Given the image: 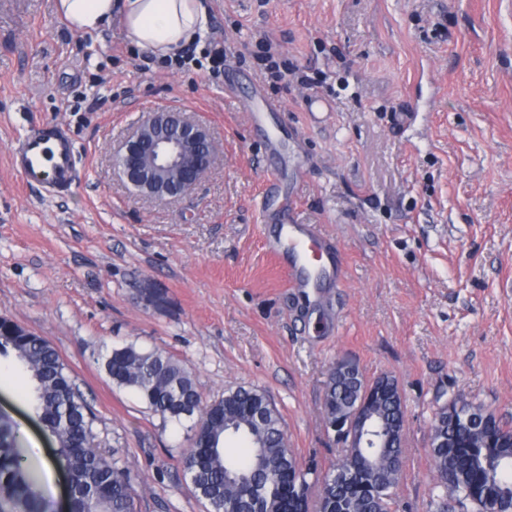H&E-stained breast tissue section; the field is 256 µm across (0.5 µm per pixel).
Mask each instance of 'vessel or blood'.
<instances>
[{
  "instance_id": "obj_1",
  "label": "vessel or blood",
  "mask_w": 512,
  "mask_h": 512,
  "mask_svg": "<svg viewBox=\"0 0 512 512\" xmlns=\"http://www.w3.org/2000/svg\"><path fill=\"white\" fill-rule=\"evenodd\" d=\"M12 160L26 186L51 193L70 189L76 182V147L62 125L52 123L30 131ZM277 245L288 258L282 269L288 287L316 288L343 272L342 250L316 225H282Z\"/></svg>"
}]
</instances>
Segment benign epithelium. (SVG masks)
<instances>
[{
  "mask_svg": "<svg viewBox=\"0 0 512 512\" xmlns=\"http://www.w3.org/2000/svg\"><path fill=\"white\" fill-rule=\"evenodd\" d=\"M217 161L207 126L186 112H149L113 152L118 175L149 200L171 203L192 192ZM349 448L374 442L382 429L368 426L365 404L332 425Z\"/></svg>",
  "mask_w": 512,
  "mask_h": 512,
  "instance_id": "7a95c632",
  "label": "benign epithelium"
}]
</instances>
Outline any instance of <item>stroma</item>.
<instances>
[{"label": "stroma", "instance_id": "obj_1", "mask_svg": "<svg viewBox=\"0 0 512 512\" xmlns=\"http://www.w3.org/2000/svg\"><path fill=\"white\" fill-rule=\"evenodd\" d=\"M230 53L207 68L141 73L118 24L75 32L55 0H0V318L45 338L74 377L101 449L138 475L140 512H206L177 464L193 421L154 414L105 370L134 344L186 361L204 403L266 391L302 466L328 471L343 445L324 395L337 361L403 392L399 512H436L430 434L457 396L512 424V0H209ZM269 38L311 78L272 84ZM277 104L260 124L255 95ZM326 112H310L313 97ZM205 123L220 159L173 203L136 196L112 151L148 112ZM414 113L411 124L396 115ZM59 122L78 179L26 187L10 154ZM277 133L280 147L267 149ZM337 241L345 282L288 288L266 250L280 224ZM161 289L162 305L144 288ZM30 372L0 359V413L34 449L57 442Z\"/></svg>", "mask_w": 512, "mask_h": 512}]
</instances>
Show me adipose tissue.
I'll use <instances>...</instances> for the list:
<instances>
[{
    "label": "adipose tissue",
    "mask_w": 512,
    "mask_h": 512,
    "mask_svg": "<svg viewBox=\"0 0 512 512\" xmlns=\"http://www.w3.org/2000/svg\"><path fill=\"white\" fill-rule=\"evenodd\" d=\"M57 10L80 33L119 21L134 46L161 58L201 40L210 20L208 0H57Z\"/></svg>",
    "instance_id": "obj_1"
}]
</instances>
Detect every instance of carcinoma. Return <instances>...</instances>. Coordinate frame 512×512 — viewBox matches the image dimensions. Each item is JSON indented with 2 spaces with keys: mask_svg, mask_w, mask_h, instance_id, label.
<instances>
[{
  "mask_svg": "<svg viewBox=\"0 0 512 512\" xmlns=\"http://www.w3.org/2000/svg\"><path fill=\"white\" fill-rule=\"evenodd\" d=\"M14 354L35 382L33 404L54 434L56 456L70 478L71 512H138L137 476L110 460L95 444L92 412L45 339L0 318V356ZM345 361L333 367L324 397L328 422L355 404L362 382L348 380ZM112 382L133 390L153 412L175 423L198 417L193 441L178 458L195 497L207 512H308L299 488H317V512H393V497L403 469L400 431L404 410L391 395L375 399L392 430L388 448H352L340 459L348 477L341 484L299 466L288 447L280 413L255 388L237 387L203 404L191 369L158 349L128 345L106 361ZM480 412L475 428L463 425L458 404ZM239 437L236 457L224 455V438ZM14 425L0 420V512H41V497L26 458L16 446ZM431 455L435 477L458 506L472 512H512V427L482 406L460 397L434 420Z\"/></svg>",
  "mask_w": 512,
  "mask_h": 512,
  "instance_id": "cac0c4a2",
  "label": "carcinoma"
}]
</instances>
